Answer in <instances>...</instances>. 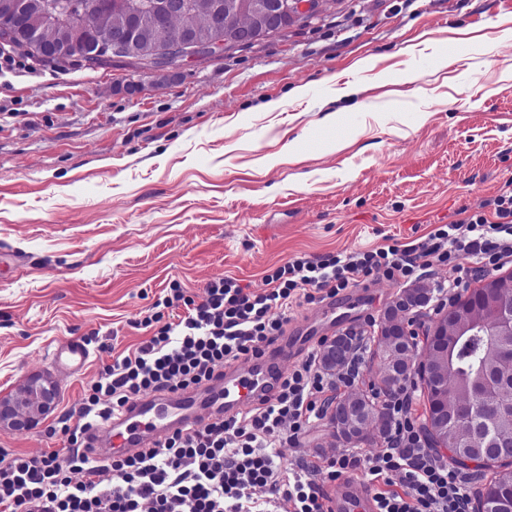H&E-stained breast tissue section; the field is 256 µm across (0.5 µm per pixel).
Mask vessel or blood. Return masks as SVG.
Returning <instances> with one entry per match:
<instances>
[{"instance_id":"vessel-or-blood-1","label":"vessel or blood","mask_w":512,"mask_h":512,"mask_svg":"<svg viewBox=\"0 0 512 512\" xmlns=\"http://www.w3.org/2000/svg\"><path fill=\"white\" fill-rule=\"evenodd\" d=\"M362 291L349 293L347 302L323 300L311 317L292 332L290 346L271 344L262 352L225 366L203 389L157 391L130 401L121 415L90 430L87 447L93 457L108 459L113 453H134L164 442L173 433L204 423L205 419L231 417L260 405L271 396L282 376L283 364L304 354L335 330L337 324L365 315ZM89 357L84 342L73 340L53 354L56 365L77 373ZM331 512H375L372 494L360 484L344 482L330 498Z\"/></svg>"}]
</instances>
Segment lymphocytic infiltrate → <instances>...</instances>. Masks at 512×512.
<instances>
[{"label":"lymphocytic infiltrate","instance_id":"f902f5d3","mask_svg":"<svg viewBox=\"0 0 512 512\" xmlns=\"http://www.w3.org/2000/svg\"><path fill=\"white\" fill-rule=\"evenodd\" d=\"M496 222L483 212L439 226L427 240L395 247L296 256L270 271L257 293L235 279L209 282L202 297L180 284L167 288L141 324L150 336L133 355L105 367L83 403L80 422L65 428L66 458L0 450V512H327L321 477L337 480L364 468L376 512H474L469 481L438 456L415 426L410 389L386 401L393 425L374 455L340 453L325 464H283L277 452L322 419L329 392L351 386L355 366L323 370L315 354L282 378L270 399L238 415L178 432L134 455L99 463L80 446L86 431L119 413L131 396L206 383L224 365L261 350L281 335L271 317L292 306L323 301L373 271L413 283L437 266L452 265L464 250L494 268L512 262V191L493 200ZM183 309L177 321L166 310ZM111 484H102L103 470Z\"/></svg>","mask_w":512,"mask_h":512}]
</instances>
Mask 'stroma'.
I'll return each mask as SVG.
<instances>
[{"instance_id": "stroma-1", "label": "stroma", "mask_w": 512, "mask_h": 512, "mask_svg": "<svg viewBox=\"0 0 512 512\" xmlns=\"http://www.w3.org/2000/svg\"><path fill=\"white\" fill-rule=\"evenodd\" d=\"M29 67L0 80V392L44 375L59 400L37 427L0 430L12 453L67 455L62 423L147 339L171 282L259 290L296 255L402 250L512 185V0H324L287 36L175 77ZM348 82L362 92L340 113ZM360 285L370 318L348 326L361 369L341 398L376 392L380 318L404 287ZM70 340L89 351L76 374L53 362ZM381 445H344L325 418L281 453Z\"/></svg>"}]
</instances>
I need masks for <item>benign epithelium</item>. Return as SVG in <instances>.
<instances>
[{
	"instance_id": "benign-epithelium-1",
	"label": "benign epithelium",
	"mask_w": 512,
	"mask_h": 512,
	"mask_svg": "<svg viewBox=\"0 0 512 512\" xmlns=\"http://www.w3.org/2000/svg\"><path fill=\"white\" fill-rule=\"evenodd\" d=\"M141 6L137 0H112V14L123 18L140 15ZM323 12V0H224V6L210 12L203 32L188 27L177 35L173 20L189 14L186 0H159L149 20V58L164 62L155 70L157 74L175 75L188 63L200 58L204 50L239 49L254 46L266 40L281 36L289 29L318 17ZM104 12L96 0L76 2V28L98 32V48L106 54L129 53L133 51L129 28L116 22L109 28H102ZM58 26L57 18L46 11L35 28L32 41L25 49L31 51L43 63L83 59L85 50L74 38L51 43L41 40L44 29ZM482 300L488 307L501 310L512 307V283L490 277L482 284ZM431 300L426 288H413L403 292L392 305L386 307L380 322L379 335L386 340V350L401 346V337L410 335L404 315L425 306ZM470 325L469 311L462 306L453 315H443L428 329L427 335L447 336L448 327L455 329V335L464 333ZM351 355L349 336L334 337L324 354L329 367L343 362ZM59 390L54 381L34 377L24 384L13 396L0 397V428L23 432L31 429L38 419L48 414L58 399ZM362 411L351 403L338 402L332 406L330 420L341 439L362 440L367 435L369 422L361 420Z\"/></svg>"
}]
</instances>
